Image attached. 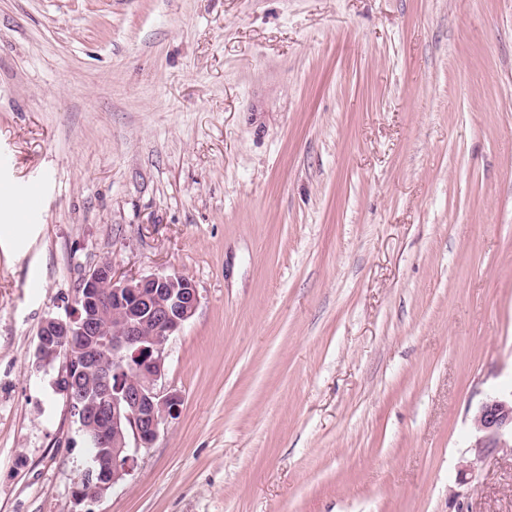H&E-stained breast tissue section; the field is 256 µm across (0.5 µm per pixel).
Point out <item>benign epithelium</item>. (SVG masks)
<instances>
[{
	"label": "benign epithelium",
	"instance_id": "1",
	"mask_svg": "<svg viewBox=\"0 0 512 512\" xmlns=\"http://www.w3.org/2000/svg\"><path fill=\"white\" fill-rule=\"evenodd\" d=\"M194 282L164 272L122 278L103 260L81 280L65 314L44 319L37 332L36 365L62 359L55 386L82 435L94 446L90 471L97 481L74 491L78 502L101 499L136 464L161 428L180 413L181 396L165 391L166 346L196 313ZM94 379V397L80 388ZM477 430L498 448L512 433V399L489 395L473 416Z\"/></svg>",
	"mask_w": 512,
	"mask_h": 512
}]
</instances>
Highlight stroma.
Wrapping results in <instances>:
<instances>
[{
    "instance_id": "35a3bbf8",
    "label": "stroma",
    "mask_w": 512,
    "mask_h": 512,
    "mask_svg": "<svg viewBox=\"0 0 512 512\" xmlns=\"http://www.w3.org/2000/svg\"><path fill=\"white\" fill-rule=\"evenodd\" d=\"M2 186L0 512H512V0H0ZM105 258L200 304L79 503L34 351ZM473 423L495 447H509L504 435L510 432L512 442V394L510 400L499 395L487 396L474 414Z\"/></svg>"
}]
</instances>
